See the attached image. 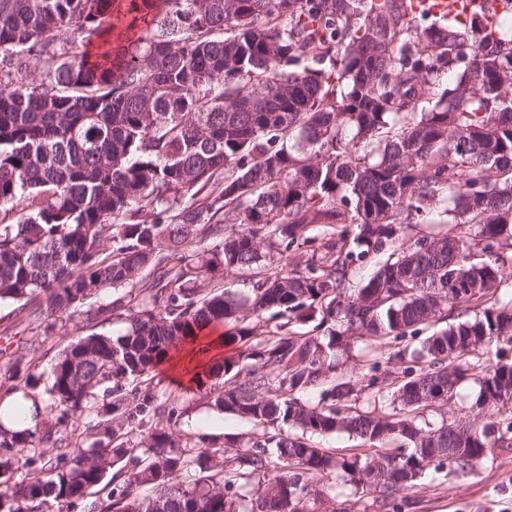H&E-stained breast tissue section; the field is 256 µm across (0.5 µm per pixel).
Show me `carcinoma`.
<instances>
[{
  "label": "carcinoma",
  "instance_id": "cac0c4a2",
  "mask_svg": "<svg viewBox=\"0 0 512 512\" xmlns=\"http://www.w3.org/2000/svg\"><path fill=\"white\" fill-rule=\"evenodd\" d=\"M498 2L450 19L404 0H129L119 30L112 0H0V302L49 319L142 295L124 316L120 298L97 306L125 328L70 343L43 403L32 361L0 357V392L43 417L0 426V512H317L329 470L404 512L429 466L465 476L512 448V362L484 358L512 345V297L494 298L512 278V0ZM72 39L82 51L57 47ZM420 220L448 230L406 237ZM229 275L239 298L218 291ZM265 313L284 322L258 336ZM216 321L236 323L224 343L240 352L204 373L206 396L262 428L245 444L176 435L187 409L149 384ZM312 321L325 336L290 331ZM361 345L401 370L336 375ZM470 371L475 418L421 424ZM364 391L388 409H352ZM331 433L376 452L311 446Z\"/></svg>",
  "mask_w": 512,
  "mask_h": 512
}]
</instances>
